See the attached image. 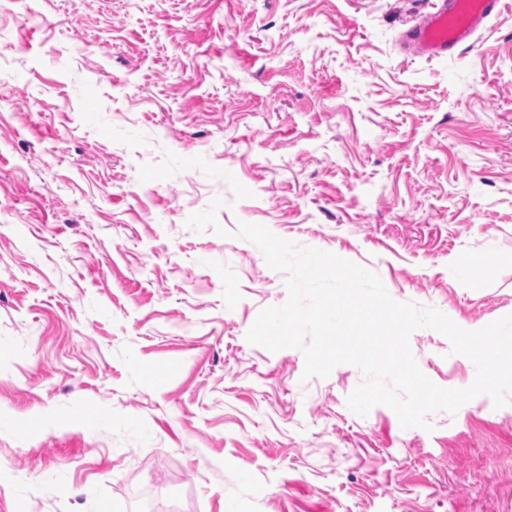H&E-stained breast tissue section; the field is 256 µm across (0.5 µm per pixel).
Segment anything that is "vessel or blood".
Instances as JSON below:
<instances>
[{
    "label": "vessel or blood",
    "mask_w": 512,
    "mask_h": 512,
    "mask_svg": "<svg viewBox=\"0 0 512 512\" xmlns=\"http://www.w3.org/2000/svg\"><path fill=\"white\" fill-rule=\"evenodd\" d=\"M502 0H442L404 33L405 49L414 56L443 58L473 46L476 34L497 16Z\"/></svg>",
    "instance_id": "vessel-or-blood-1"
}]
</instances>
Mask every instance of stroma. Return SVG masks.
Returning <instances> with one entry per match:
<instances>
[{
	"instance_id": "35a3bbf8",
	"label": "stroma",
	"mask_w": 512,
	"mask_h": 512,
	"mask_svg": "<svg viewBox=\"0 0 512 512\" xmlns=\"http://www.w3.org/2000/svg\"><path fill=\"white\" fill-rule=\"evenodd\" d=\"M433 5L0 0V512H512V405L405 429L348 408L358 368L305 382L246 340L288 292L242 222L512 315V0L459 54L402 52ZM216 197L226 236L188 229Z\"/></svg>"
}]
</instances>
